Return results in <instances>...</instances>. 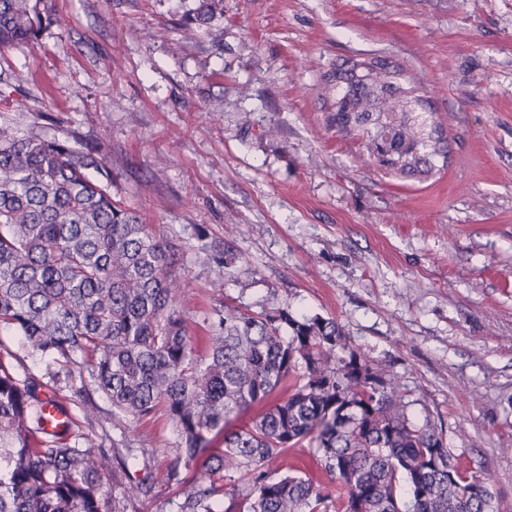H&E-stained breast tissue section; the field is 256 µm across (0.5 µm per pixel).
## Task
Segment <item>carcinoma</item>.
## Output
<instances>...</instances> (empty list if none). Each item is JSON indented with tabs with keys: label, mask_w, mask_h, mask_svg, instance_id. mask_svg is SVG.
<instances>
[{
	"label": "carcinoma",
	"mask_w": 512,
	"mask_h": 512,
	"mask_svg": "<svg viewBox=\"0 0 512 512\" xmlns=\"http://www.w3.org/2000/svg\"><path fill=\"white\" fill-rule=\"evenodd\" d=\"M38 2L0 0L1 48L59 24ZM219 11L220 0H199L190 21L209 24ZM384 64L412 111L387 118L346 68L336 71V99L354 111L328 121L379 166L427 173L442 152L435 112ZM91 168L108 177L90 153L0 123V331L59 367L53 379L65 381L88 425L102 423L101 393L114 426L163 417L175 427L164 477L180 487L173 512H217L226 494L225 512H496L480 470L458 467L445 431L411 418L336 319L226 305L192 341L177 311L172 246L90 179ZM284 388L287 397L231 426ZM49 404L65 426L45 413ZM76 426L44 376L20 378L0 359V512H125L110 484L117 468L137 494L153 492L149 439L123 436L106 448ZM304 443L329 482L271 469Z\"/></svg>",
	"instance_id": "cac0c4a2"
}]
</instances>
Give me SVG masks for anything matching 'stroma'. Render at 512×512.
Returning <instances> with one entry per match:
<instances>
[{
	"instance_id": "35a3bbf8",
	"label": "stroma",
	"mask_w": 512,
	"mask_h": 512,
	"mask_svg": "<svg viewBox=\"0 0 512 512\" xmlns=\"http://www.w3.org/2000/svg\"><path fill=\"white\" fill-rule=\"evenodd\" d=\"M42 0L0 49V121L95 151L178 247L189 336L212 310L335 318L512 512V0ZM380 52L420 79L446 152L387 173L326 117V75ZM150 436L164 469L172 425Z\"/></svg>"
}]
</instances>
